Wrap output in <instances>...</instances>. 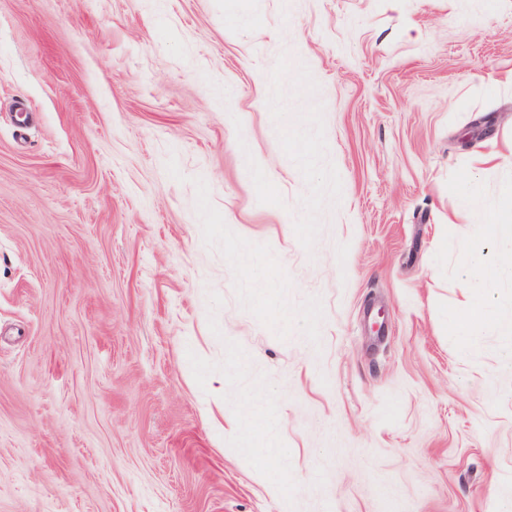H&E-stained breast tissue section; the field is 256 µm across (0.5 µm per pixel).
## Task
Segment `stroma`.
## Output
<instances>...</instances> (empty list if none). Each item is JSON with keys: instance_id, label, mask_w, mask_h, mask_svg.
Instances as JSON below:
<instances>
[{"instance_id": "obj_1", "label": "stroma", "mask_w": 512, "mask_h": 512, "mask_svg": "<svg viewBox=\"0 0 512 512\" xmlns=\"http://www.w3.org/2000/svg\"><path fill=\"white\" fill-rule=\"evenodd\" d=\"M511 189L512 0H0V512H497ZM488 301L489 295L486 296L485 300L479 303L473 304L466 315L459 318H454L452 326L456 329L458 335L462 338L469 339L470 334H475L477 331L487 325L492 324L499 330L502 336H508L509 339L512 337V323L511 322H500L490 317L488 312Z\"/></svg>"}]
</instances>
